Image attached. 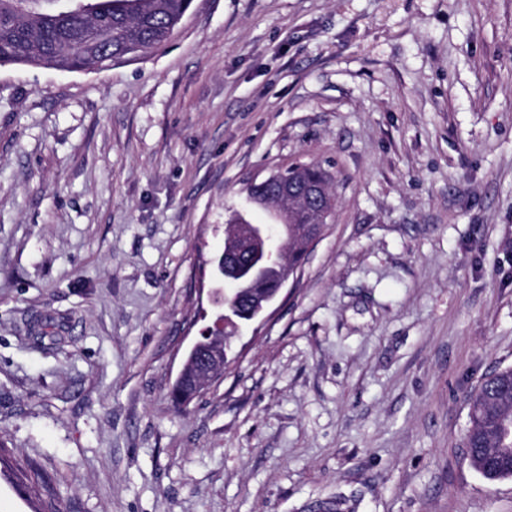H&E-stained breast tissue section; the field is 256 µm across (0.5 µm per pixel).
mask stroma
Wrapping results in <instances>:
<instances>
[{
  "instance_id": "stroma-1",
  "label": "stroma",
  "mask_w": 512,
  "mask_h": 512,
  "mask_svg": "<svg viewBox=\"0 0 512 512\" xmlns=\"http://www.w3.org/2000/svg\"><path fill=\"white\" fill-rule=\"evenodd\" d=\"M297 164L332 217L177 409L224 228ZM510 367L512 0H193L139 60L0 68V512H512L464 441ZM285 176H288V179L300 177L303 182L314 185L328 184L326 172L317 165H296L279 173L277 178Z\"/></svg>"
}]
</instances>
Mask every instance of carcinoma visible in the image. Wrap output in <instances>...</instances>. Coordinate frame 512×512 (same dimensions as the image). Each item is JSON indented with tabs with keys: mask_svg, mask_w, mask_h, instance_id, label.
<instances>
[{
	"mask_svg": "<svg viewBox=\"0 0 512 512\" xmlns=\"http://www.w3.org/2000/svg\"><path fill=\"white\" fill-rule=\"evenodd\" d=\"M45 0H0V66L54 68L59 64L100 69L112 63L146 55L163 47L180 27L190 0H96L97 11L90 24L55 8ZM299 177L305 183H328L317 165H296L278 177ZM312 216L301 210L288 225V235L302 233ZM512 379V368L483 379L472 394V404L482 408L496 423L512 420V392L499 385ZM465 445L472 467L485 479L512 477V466H500L487 449L494 447L489 425L469 420Z\"/></svg>",
	"mask_w": 512,
	"mask_h": 512,
	"instance_id": "obj_1",
	"label": "carcinoma"
}]
</instances>
